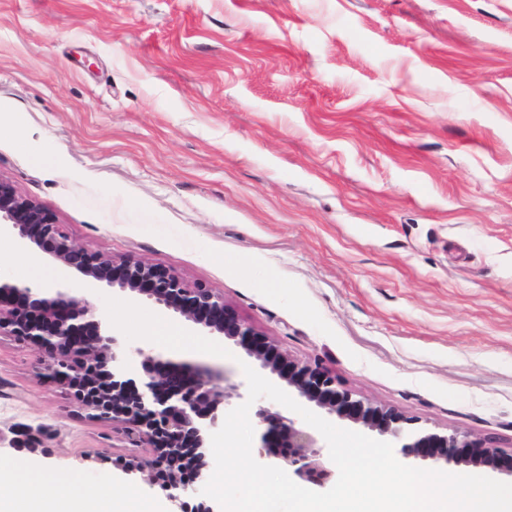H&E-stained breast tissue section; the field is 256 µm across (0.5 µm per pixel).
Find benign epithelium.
Returning <instances> with one entry per match:
<instances>
[{
  "label": "benign epithelium",
  "mask_w": 512,
  "mask_h": 512,
  "mask_svg": "<svg viewBox=\"0 0 512 512\" xmlns=\"http://www.w3.org/2000/svg\"><path fill=\"white\" fill-rule=\"evenodd\" d=\"M2 234L34 256L59 261L91 282L163 305L200 330L233 341L308 405L363 425L405 459L431 465L453 462L512 477V464L500 463L512 460L511 447L493 440L474 444L459 432H429L412 417L354 398L331 370L286 358L248 320L229 316L223 295L132 256L117 259L76 244L45 206L0 178ZM90 315L84 298L0 277V336L36 347L45 375L62 386L87 417L118 424L128 438L149 449L147 455L130 460L128 470L166 475L168 500L179 505L183 497L199 494L207 479L210 464L200 448L223 425L224 392L197 368L182 372L191 381V390L172 388L167 373L159 370L171 362L148 353L146 341L123 345L102 322L88 319ZM138 359L142 372L134 380L128 365ZM256 417L265 429L252 449L255 456L285 462L297 481L334 486L338 469L323 453L316 433L267 406H258ZM273 430L285 439L288 457L269 449Z\"/></svg>",
  "instance_id": "1"
}]
</instances>
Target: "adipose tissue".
Listing matches in <instances>:
<instances>
[{
	"instance_id": "ef3b65f1",
	"label": "adipose tissue",
	"mask_w": 512,
	"mask_h": 512,
	"mask_svg": "<svg viewBox=\"0 0 512 512\" xmlns=\"http://www.w3.org/2000/svg\"><path fill=\"white\" fill-rule=\"evenodd\" d=\"M56 495H45V486ZM0 512H155L151 500L129 490L121 494L88 485L73 475L53 470L30 472L12 464L0 471Z\"/></svg>"
}]
</instances>
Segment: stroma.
Returning a JSON list of instances; mask_svg holds the SVG:
<instances>
[{"label": "stroma", "mask_w": 512, "mask_h": 512, "mask_svg": "<svg viewBox=\"0 0 512 512\" xmlns=\"http://www.w3.org/2000/svg\"><path fill=\"white\" fill-rule=\"evenodd\" d=\"M0 178L435 432L512 443V0H0ZM0 274L106 284L0 239ZM153 346L234 387L244 352ZM0 337V463L171 505Z\"/></svg>", "instance_id": "1"}]
</instances>
